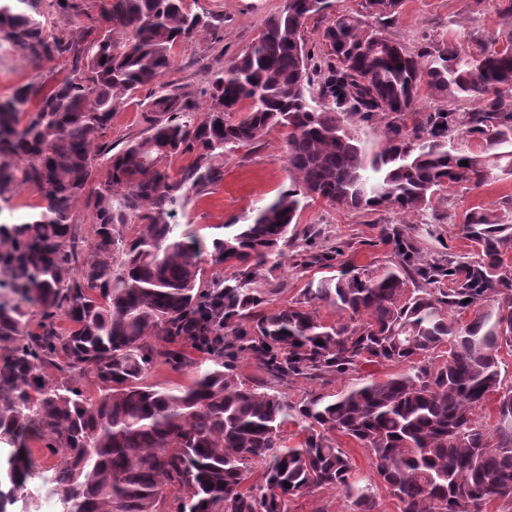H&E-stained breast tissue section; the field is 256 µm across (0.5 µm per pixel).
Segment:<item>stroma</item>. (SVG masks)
Returning <instances> with one entry per match:
<instances>
[{"label":"stroma","instance_id":"1","mask_svg":"<svg viewBox=\"0 0 512 512\" xmlns=\"http://www.w3.org/2000/svg\"><path fill=\"white\" fill-rule=\"evenodd\" d=\"M508 0H401L394 16L369 17V24L385 35L410 47L441 41L448 35H464L471 50L491 43L512 41V25L504 8ZM284 0H186L190 11H209L218 17L214 28L198 33L177 45L172 64L159 82L169 90L191 92L196 110L208 102L202 91L217 70L241 54L257 39L265 20L282 9ZM48 61H35L0 48V98L18 86L38 83L49 69ZM146 124L138 100L132 99L112 114L105 141L115 147L144 132ZM224 178L200 192H188L170 214L173 224L191 225L205 239L216 236L220 224L248 223L254 210L288 188L293 173L284 153L281 131L272 130L255 144L226 152L222 161ZM481 211L495 218L512 219V172L493 170L486 185L477 189L454 188L442 192L433 208L410 217L412 234L426 258L458 256L470 243L460 233L465 214ZM397 214L376 211L370 214L336 208L317 201L304 208L294 226L297 245L335 247L331 269L305 268L298 261L274 271L281 286L274 300L282 306L305 284L355 264L380 269L390 259L391 247L382 240V227L396 225Z\"/></svg>","mask_w":512,"mask_h":512}]
</instances>
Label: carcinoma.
I'll return each instance as SVG.
<instances>
[{"label": "carcinoma", "mask_w": 512, "mask_h": 512, "mask_svg": "<svg viewBox=\"0 0 512 512\" xmlns=\"http://www.w3.org/2000/svg\"><path fill=\"white\" fill-rule=\"evenodd\" d=\"M398 6L363 4L386 17ZM328 7L285 0L214 73L199 113L157 79L214 15L184 0H0L1 44L63 62L60 76L0 99V512H31L46 494L58 512H289L319 489L376 512L338 434L368 453L399 512L462 502L512 512V383L500 357L512 347L511 223L471 212L460 229L473 254L429 263L411 234L385 226L388 265H351L277 309L269 278L312 200L414 215L447 189L484 186L492 160L512 167V40L472 52L451 36L412 49L342 13L319 57L302 27ZM53 14L78 35L47 34ZM423 84L475 108L420 114ZM145 87L147 130L115 151L102 141L112 112ZM373 121L386 126L377 150L354 131ZM273 128L295 180L251 223L224 224L208 244L168 223L187 191L223 178L215 159ZM459 136L482 151L461 153ZM175 155L192 156L178 179L164 164ZM22 187L42 202L17 217L9 202ZM81 200L93 218L87 244ZM333 254L306 248L300 265L330 268ZM208 267L233 272L209 277ZM321 303L341 319L324 320ZM242 361L279 382H353L293 402L241 381ZM160 362L192 369L191 383H146ZM369 363L408 370L360 376ZM491 396L492 425L477 418ZM167 489L184 495L168 503Z\"/></svg>", "instance_id": "carcinoma-1"}]
</instances>
